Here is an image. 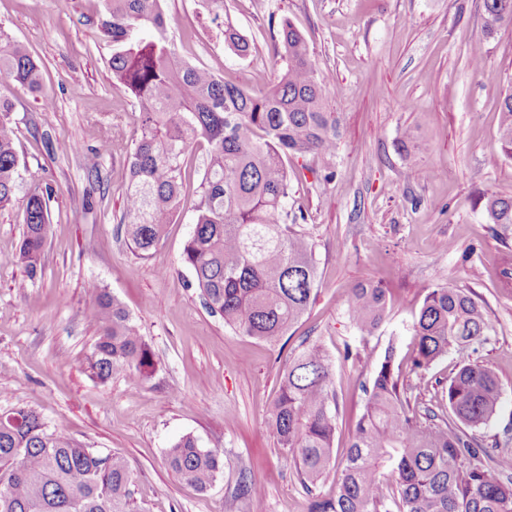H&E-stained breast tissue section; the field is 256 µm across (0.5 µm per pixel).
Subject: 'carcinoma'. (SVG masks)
Listing matches in <instances>:
<instances>
[{"instance_id":"cac0c4a2","label":"carcinoma","mask_w":512,"mask_h":512,"mask_svg":"<svg viewBox=\"0 0 512 512\" xmlns=\"http://www.w3.org/2000/svg\"><path fill=\"white\" fill-rule=\"evenodd\" d=\"M164 2L102 0L98 17L101 34L112 43L114 83L137 108L118 228L134 251L150 256L179 208L185 158L204 147L193 230L182 254L192 276L188 287L224 325L273 345L304 315L317 289L305 214L288 212V159L312 155L331 168L338 136L336 113L329 110L334 89L287 20L275 45L286 67L261 95L182 59ZM484 10L487 34L512 25V0H484ZM224 47L240 58L252 49L228 19ZM0 78L40 88L39 64L1 29ZM11 108L0 94V208L13 203L20 178ZM499 148L512 156V93L500 102ZM484 200L492 223L511 228L512 196ZM48 203L38 191L24 200L26 228L17 260L26 279L19 288L42 271ZM88 294L87 314L99 326L86 356L91 377L103 384L119 374L149 378L155 355L129 313L94 282ZM348 311L364 335H373L387 314L388 290L378 282L357 284ZM492 331L482 305L438 283L413 324L411 371L421 379L449 351H474ZM361 390L364 409L338 459L329 356L311 344L283 370L269 424L314 498L311 512H512V452L494 456L477 436L502 402L493 370L464 359L450 382L435 380L428 398L419 381L401 378L390 345ZM165 462L200 492L224 466L218 451L201 447L189 434L171 443ZM332 469L336 493L322 497L316 490ZM135 483L123 456L104 455L49 429L37 411L14 406L0 413V512H143L133 497ZM261 494L259 483L242 476L241 497Z\"/></svg>"}]
</instances>
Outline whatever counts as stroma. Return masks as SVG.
Wrapping results in <instances>:
<instances>
[{"label":"stroma","instance_id":"1","mask_svg":"<svg viewBox=\"0 0 512 512\" xmlns=\"http://www.w3.org/2000/svg\"><path fill=\"white\" fill-rule=\"evenodd\" d=\"M99 0H0V28L40 64L41 93L8 86L21 181L17 203L0 209V410L24 405L51 429L123 456L146 512H309L268 410L281 373L303 342L320 341L335 371V450L363 411L367 383L387 346L409 368L413 322L437 278L481 303L495 327L475 357L498 376L502 404L478 436L505 450L512 438V229L491 223L481 202L512 195V156L499 150L498 117L512 89V26L484 33L483 0H224V15L252 43L248 57L224 48L223 28L202 0H165L180 56L264 93L284 63L279 23L305 37L335 85L339 123L333 177L306 158L289 211L303 210L314 242L318 290L277 344L243 336L209 313L182 262L193 227L186 199L148 258L118 233L125 207L129 139L136 116L114 85L112 46L97 25ZM482 44L487 67L469 55ZM54 101L42 107L43 96ZM109 150H102V141ZM50 192L43 272L18 291L22 198ZM167 275H160V268ZM381 282L391 297L374 335L351 322V288ZM129 312L157 360L150 379L102 384L85 370L98 335L86 315L89 282ZM190 434L223 453L224 468L199 492L166 466V448ZM263 488L236 494L242 471Z\"/></svg>","mask_w":512,"mask_h":512}]
</instances>
